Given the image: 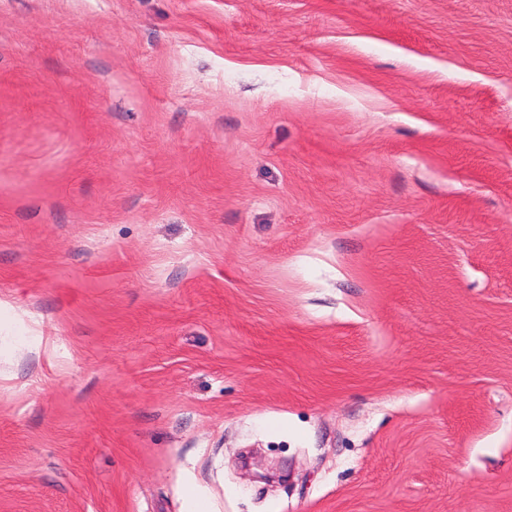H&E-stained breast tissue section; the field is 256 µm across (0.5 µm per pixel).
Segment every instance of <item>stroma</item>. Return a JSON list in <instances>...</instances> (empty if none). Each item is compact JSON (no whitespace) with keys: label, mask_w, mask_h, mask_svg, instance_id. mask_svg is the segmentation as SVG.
Masks as SVG:
<instances>
[{"label":"stroma","mask_w":512,"mask_h":512,"mask_svg":"<svg viewBox=\"0 0 512 512\" xmlns=\"http://www.w3.org/2000/svg\"><path fill=\"white\" fill-rule=\"evenodd\" d=\"M0 512H512V0H0Z\"/></svg>","instance_id":"35a3bbf8"}]
</instances>
